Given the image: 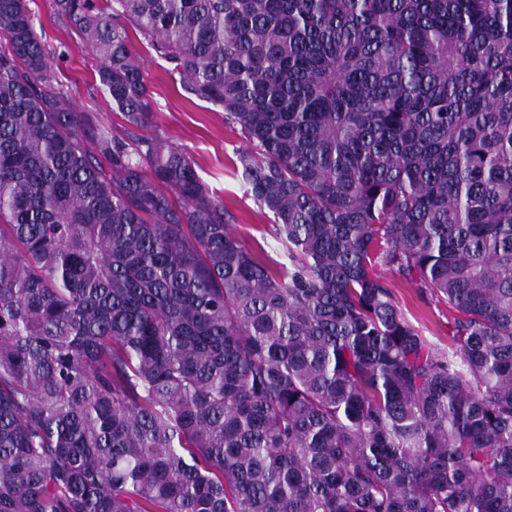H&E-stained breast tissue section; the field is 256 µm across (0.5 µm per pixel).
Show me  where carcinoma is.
<instances>
[{
  "instance_id": "carcinoma-1",
  "label": "carcinoma",
  "mask_w": 512,
  "mask_h": 512,
  "mask_svg": "<svg viewBox=\"0 0 512 512\" xmlns=\"http://www.w3.org/2000/svg\"><path fill=\"white\" fill-rule=\"evenodd\" d=\"M51 4L127 128L0 0V512H512V0ZM133 32L288 265L150 131ZM376 271L387 281L396 305L419 328L432 348L438 352L448 351V306L438 303L435 298L421 295L411 283L394 274L381 262Z\"/></svg>"
}]
</instances>
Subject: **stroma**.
<instances>
[{"label": "stroma", "mask_w": 512, "mask_h": 512, "mask_svg": "<svg viewBox=\"0 0 512 512\" xmlns=\"http://www.w3.org/2000/svg\"><path fill=\"white\" fill-rule=\"evenodd\" d=\"M29 9L53 57L52 84L69 89L77 111L89 113L102 125L123 132L121 115L113 112L107 94L100 87L99 61L82 35L54 15L51 0H29ZM133 49L145 64L155 129L193 158L195 169L211 194L223 200L234 213V231L240 240L279 263H287V252L270 231L271 214L255 202L241 170L235 165L236 154L245 148V140L225 125L220 109L197 99H187L169 77L167 62L145 41L134 39ZM377 272L387 281L396 305L432 348L448 351L447 306L420 294L386 265H378Z\"/></svg>", "instance_id": "stroma-1"}]
</instances>
